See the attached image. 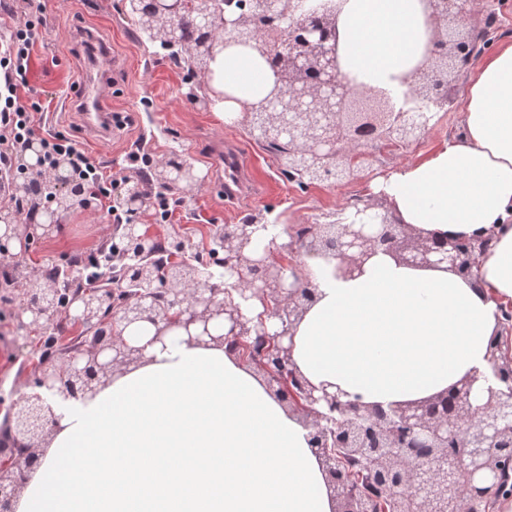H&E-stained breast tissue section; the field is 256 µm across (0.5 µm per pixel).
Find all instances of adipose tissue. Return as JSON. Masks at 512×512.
<instances>
[{
	"label": "adipose tissue",
	"mask_w": 512,
	"mask_h": 512,
	"mask_svg": "<svg viewBox=\"0 0 512 512\" xmlns=\"http://www.w3.org/2000/svg\"><path fill=\"white\" fill-rule=\"evenodd\" d=\"M342 70L371 87L423 64L425 0H341ZM213 107L236 125L274 84L254 51L225 43L210 64ZM462 132L376 179L399 223L454 238L490 237L469 275L420 269L379 253L361 275L334 278L308 258L315 298L292 359L314 385L366 405L435 395L512 359L501 309L512 306V42L488 53L459 105ZM152 324L124 332L146 349L95 394L53 403L54 435L28 473L16 512H335L302 418L224 347L152 343Z\"/></svg>",
	"instance_id": "ef3b65f1"
}]
</instances>
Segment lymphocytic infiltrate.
<instances>
[{
	"mask_svg": "<svg viewBox=\"0 0 512 512\" xmlns=\"http://www.w3.org/2000/svg\"><path fill=\"white\" fill-rule=\"evenodd\" d=\"M42 25L41 19L30 17L14 22L8 41L0 44V172L15 174V157L32 144H39L45 168H54L58 160H67L74 180L85 183L106 205L110 223H124L122 211L112 203L119 180L108 175L66 136L41 135L35 110L20 101L18 81L29 70L32 51L42 38Z\"/></svg>",
	"mask_w": 512,
	"mask_h": 512,
	"instance_id": "obj_1",
	"label": "lymphocytic infiltrate"
}]
</instances>
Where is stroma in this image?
<instances>
[{
	"instance_id": "obj_1",
	"label": "stroma",
	"mask_w": 512,
	"mask_h": 512,
	"mask_svg": "<svg viewBox=\"0 0 512 512\" xmlns=\"http://www.w3.org/2000/svg\"><path fill=\"white\" fill-rule=\"evenodd\" d=\"M119 0H0V23L32 15L44 22L42 43L33 52L31 68L20 87L24 104L46 106L43 134L64 133L75 141L105 170L125 179H138L137 170L128 168L126 159L137 147L163 157L178 151L203 178L188 194L172 190L179 205L171 223L153 225L157 239L174 232L189 237L204 248L210 234L227 224L248 217L269 215L281 224L325 222L338 204L348 199H372L370 183L387 175L401 159L429 155L441 142L460 132V114L451 110L441 116L423 139L391 153L376 151L368 158L360 177L343 186L297 188L282 178L283 159L279 153L257 143L245 126H225L212 109L202 104L210 89L203 75L160 54L156 44L141 36L137 23L118 8ZM101 42L108 58L118 65L112 75L113 114L123 121L110 142L90 136L82 127L77 112L67 107L66 95L80 78L87 63L77 50L85 32ZM236 148L247 164L252 185L245 197L226 201L224 185L212 173L216 143ZM103 213L75 210L61 219L59 234L39 239L21 257L0 261V272L66 265L71 257L95 248L109 235ZM33 344L0 345V432L11 402V394L29 383L34 359Z\"/></svg>"
}]
</instances>
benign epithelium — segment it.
<instances>
[{
    "mask_svg": "<svg viewBox=\"0 0 512 512\" xmlns=\"http://www.w3.org/2000/svg\"><path fill=\"white\" fill-rule=\"evenodd\" d=\"M195 4L202 37L186 38L181 21ZM434 28L430 56L423 67L388 93L361 89L342 72L336 0H121V11L139 17L143 32L166 49L190 60L193 72L210 73L218 47L231 41L269 59L271 91L246 109L250 136L283 148L284 173L302 189L341 185L363 171L374 149L399 151L418 142L441 112H449V77L468 72L496 39L491 0H426ZM29 178L55 208L35 223L0 208V252L20 251L30 241L59 227V215L95 211V201L74 187L60 162L51 171L41 160L25 164ZM158 189L190 188L201 183L195 167L176 156L156 163ZM121 205L129 216L119 226L125 241L124 274L93 292L70 297L66 309L49 305L69 282L36 272L24 279L13 313L16 343L31 330L50 329L66 314L86 340L65 357L37 364L34 386L75 398L96 391L113 373L141 362L143 349L123 339L135 323L156 327L153 341L182 332L190 341L206 336L234 346L266 381L268 390L299 414L312 429V447L321 460L336 512H489L512 478V365L490 355L494 377L483 403L473 396L477 377H466L434 396L389 407L365 406L342 394L309 384L291 357L293 329L313 301L314 290L298 272L303 258L332 257L339 277H351L377 253L415 268L443 265L469 272L486 238H439L392 213L374 211L363 200L350 202L351 219L288 227V239L254 249L259 224H226L210 241L224 265V281L204 277L183 238H172L165 269L156 268V240L139 218L151 205L138 183H124ZM258 300L264 312L248 314ZM6 425L11 447L0 450V512H15L26 476L52 436L56 420L39 396L13 399ZM364 478L349 484L346 466Z\"/></svg>",
    "mask_w": 512,
    "mask_h": 512,
    "instance_id": "7a95c632",
    "label": "benign epithelium"
}]
</instances>
